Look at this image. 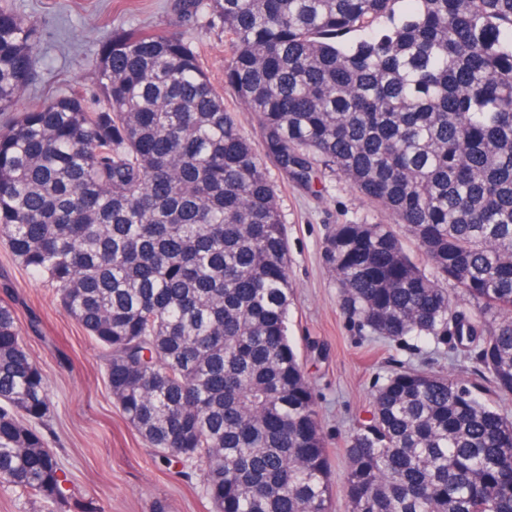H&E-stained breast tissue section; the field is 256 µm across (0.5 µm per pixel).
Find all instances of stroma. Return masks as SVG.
<instances>
[{
  "mask_svg": "<svg viewBox=\"0 0 512 512\" xmlns=\"http://www.w3.org/2000/svg\"><path fill=\"white\" fill-rule=\"evenodd\" d=\"M43 27L39 77L18 99L25 112L49 97L79 89L90 108L104 107L95 84L100 50L113 28L182 34L201 54L216 86L224 84L226 46L221 28L185 24L179 0H11ZM288 232L294 289L289 334L298 350L316 343L305 370L329 449L333 482L346 468V446L366 414L372 393L399 367L444 371L475 381L473 364L456 342L436 347L398 343L359 330L339 306V288L322 258L337 224L361 219L388 223L344 179L325 175L309 189L265 160ZM0 298L9 300L32 358L49 378L54 412L52 445L72 480L76 498L67 512H211L199 476L185 478L155 459L112 401L101 349L58 304L53 288L21 268L0 246Z\"/></svg>",
  "mask_w": 512,
  "mask_h": 512,
  "instance_id": "1",
  "label": "stroma"
}]
</instances>
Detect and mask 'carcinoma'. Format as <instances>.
<instances>
[{
    "label": "carcinoma",
    "instance_id": "1",
    "mask_svg": "<svg viewBox=\"0 0 512 512\" xmlns=\"http://www.w3.org/2000/svg\"><path fill=\"white\" fill-rule=\"evenodd\" d=\"M220 26L224 85L295 181L315 165L392 224H338L323 261L375 336H455L512 394V0H183ZM42 32L0 0V114ZM82 93L0 124V243L104 350L155 457L199 468L213 512H332L329 453L288 336V239L258 148L178 34L114 28ZM52 401L0 299V487L69 507ZM349 512H512V417L401 367L350 437Z\"/></svg>",
    "mask_w": 512,
    "mask_h": 512
}]
</instances>
